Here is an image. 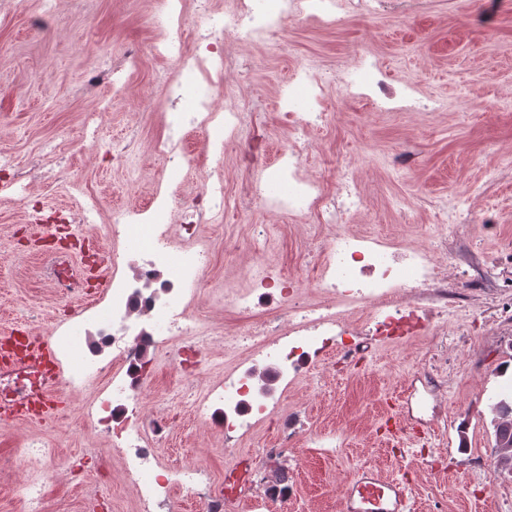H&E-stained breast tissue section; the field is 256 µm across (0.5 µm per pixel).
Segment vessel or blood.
<instances>
[{
  "mask_svg": "<svg viewBox=\"0 0 512 512\" xmlns=\"http://www.w3.org/2000/svg\"><path fill=\"white\" fill-rule=\"evenodd\" d=\"M42 373L43 385L19 399L0 404V420L48 419L63 407L56 393L57 362L48 337L0 336V374L17 369ZM345 512H413L405 487L374 469L359 470L346 493Z\"/></svg>",
  "mask_w": 512,
  "mask_h": 512,
  "instance_id": "vessel-or-blood-1",
  "label": "vessel or blood"
}]
</instances>
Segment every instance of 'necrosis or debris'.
I'll list each match as a JSON object with an SVG mask.
<instances>
[{
    "label": "necrosis or debris",
    "instance_id": "1",
    "mask_svg": "<svg viewBox=\"0 0 512 512\" xmlns=\"http://www.w3.org/2000/svg\"><path fill=\"white\" fill-rule=\"evenodd\" d=\"M391 3L405 12L421 6L420 0H200L192 19L187 0H155L157 33L148 42H130L104 55L85 83L84 93L94 104L82 121L83 141L102 149L113 171L130 181H137L146 157L161 160L146 196L107 208L78 175L62 178L37 157L22 165L12 151L0 149V199L23 209L34 185L60 183L71 200L65 223L105 236L99 256L107 264L110 298L103 308L81 311L56 334L63 356L79 350L81 336L87 335L111 347L112 358L82 359L61 381L83 387L110 377L107 399L89 398L79 411L89 427H107L110 447L136 489V512H158L176 487L197 484L204 475L200 469L175 468L167 480L156 477L159 462L140 431L142 404L123 374L139 348L125 338L135 329L153 337L161 357L193 358L206 349L209 335L194 306L198 289L207 285L212 243L200 228L224 221V159L229 154L240 160L238 198L266 215L307 227L317 247L307 254L305 278L284 275L270 264L256 265L241 282L224 287L225 305L246 319L225 337L224 347L247 352L251 367L225 371L220 382L195 394L192 405L195 417L206 422L212 405L223 404L226 449L250 436L277 406L254 388L253 366L261 360L274 359L278 377L291 385L326 347H335L340 357L356 354L360 336L388 331L397 336L418 331L467 335L479 300L487 303L479 311L486 320L485 336L512 334V250L485 258V265L500 275L479 288L460 285L475 256L448 250L449 237L460 227L486 234L496 229L492 216L471 208L473 191H456L437 203V230L423 248L392 235L350 231L353 217L366 206L357 169L367 147L338 160L330 172L317 167L319 135L330 121L325 110L329 93L366 101L376 112H443L445 99L425 96L412 78L391 86L379 56L357 49L349 64L331 74L315 58L293 67L287 92L277 96L285 136L275 149H268L254 129L252 117L259 107L244 89L238 47L277 53L283 49L286 22L332 28L346 14L370 17ZM146 56L158 64V117L164 130L148 144L133 127L105 138L103 116L110 103L99 98L98 89L107 85L114 95L124 94L130 72ZM447 364V354L434 353L418 372L424 387L419 402L430 405L439 421L448 413L442 400ZM18 457L29 474V512H41L56 451L30 442Z\"/></svg>",
    "mask_w": 512,
    "mask_h": 512
}]
</instances>
